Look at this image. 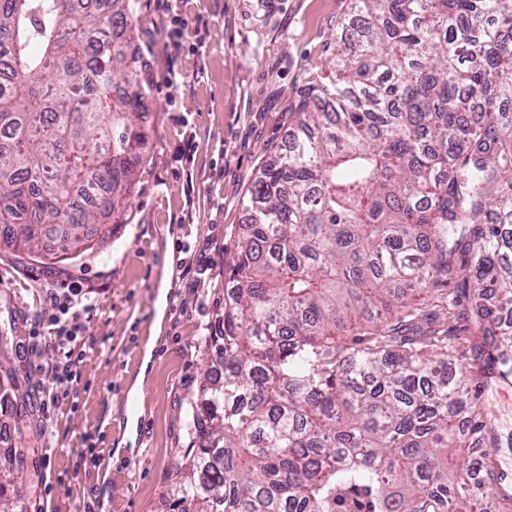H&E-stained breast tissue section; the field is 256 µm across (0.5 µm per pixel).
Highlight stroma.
I'll list each match as a JSON object with an SVG mask.
<instances>
[{
	"label": "stroma",
	"instance_id": "35a3bbf8",
	"mask_svg": "<svg viewBox=\"0 0 512 512\" xmlns=\"http://www.w3.org/2000/svg\"><path fill=\"white\" fill-rule=\"evenodd\" d=\"M348 0H139L152 104L144 161L106 243L49 264L0 246V388L23 418L0 417V467H17L11 512H168L190 438L187 415L211 356L214 322L245 219L243 198L287 135L288 105L332 70ZM183 46L173 51L170 20ZM195 153L184 156L186 144ZM93 307L58 348L51 290L72 282ZM78 357L76 396L51 404L47 367ZM140 393H132L135 378ZM99 466L80 465L87 444Z\"/></svg>",
	"mask_w": 512,
	"mask_h": 512
}]
</instances>
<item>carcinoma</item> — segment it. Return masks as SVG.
<instances>
[{"label":"carcinoma","mask_w":512,"mask_h":512,"mask_svg":"<svg viewBox=\"0 0 512 512\" xmlns=\"http://www.w3.org/2000/svg\"><path fill=\"white\" fill-rule=\"evenodd\" d=\"M138 0H0V243L90 249L143 162ZM248 190L169 512H506L512 431L418 327L470 297L512 385V0H349ZM495 220L487 221L488 215Z\"/></svg>","instance_id":"obj_1"}]
</instances>
